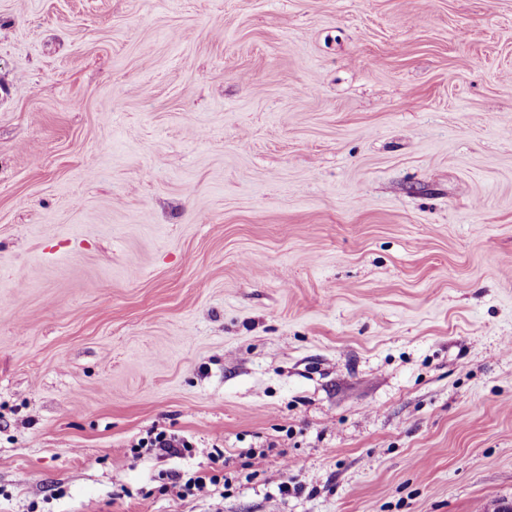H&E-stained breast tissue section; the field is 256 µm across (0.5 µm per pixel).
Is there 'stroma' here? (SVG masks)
<instances>
[{
    "instance_id": "1",
    "label": "stroma",
    "mask_w": 512,
    "mask_h": 512,
    "mask_svg": "<svg viewBox=\"0 0 512 512\" xmlns=\"http://www.w3.org/2000/svg\"><path fill=\"white\" fill-rule=\"evenodd\" d=\"M510 338L512 0H0V512H502ZM146 440V441H145ZM186 440L175 438L161 431L149 439H140L132 448H151L152 450L169 456H184L191 453L193 448ZM221 481H223L224 485L229 482L226 475H224V455L219 453L217 456H213L212 465L210 466L209 471L203 473L195 472L182 484H175L171 487H178L176 495L178 497H184L204 492L208 489V486H216ZM171 487L167 484H163L161 486L162 490L165 492H167Z\"/></svg>"
}]
</instances>
